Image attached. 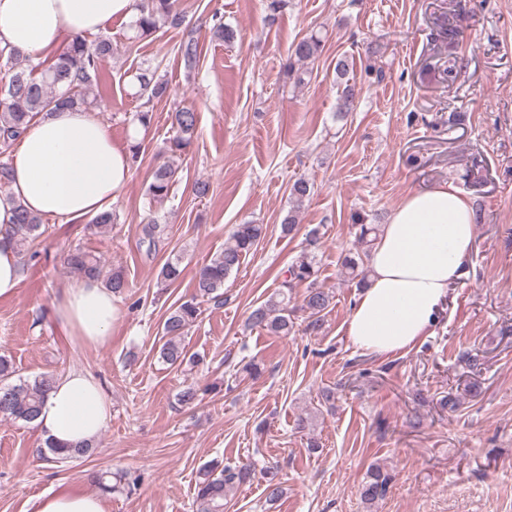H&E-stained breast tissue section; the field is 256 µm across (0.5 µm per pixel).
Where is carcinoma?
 <instances>
[{"label":"carcinoma","instance_id":"carcinoma-1","mask_svg":"<svg viewBox=\"0 0 512 512\" xmlns=\"http://www.w3.org/2000/svg\"><path fill=\"white\" fill-rule=\"evenodd\" d=\"M185 19L178 9L176 0H141L139 15L133 20L132 27L140 39L147 38L160 28L168 26L179 29ZM323 51L322 40L314 34L306 35L292 45L285 66L287 76L301 84L307 74L305 66L318 58ZM178 53L187 72H192L199 64V42L195 31L190 29L178 46ZM112 56V41L102 38L93 45L83 40L75 41L60 53L53 63L46 66L43 62H34L27 58V63L13 66L11 74L0 87V146L7 149L22 134L29 120L43 112H50L58 107L86 108L90 105L88 90L99 86L104 81L102 62ZM138 96L142 100L136 112L139 124L147 126L152 120L150 104L162 99L169 93L168 80L156 75L150 69H144L137 76ZM357 96L356 85L344 84L337 99L336 116L343 119L352 110ZM197 125V113L189 108L177 110L173 115L172 126L176 135L172 139L171 150L186 148L194 136ZM178 167L166 161L158 165L152 173L148 185L149 195L159 201L168 198L176 182ZM312 187L304 178L296 179L290 187V196L294 210L282 223V231L290 234L295 229L296 212L309 200ZM12 235L20 256L34 258L35 241L40 236L42 218L29 212L23 205L16 204L12 221ZM166 231V225L151 222L144 225L142 243L147 250L156 248ZM374 228L361 225L358 242L361 251L343 258L342 266L349 277L364 284L369 270L366 257L372 245L367 238ZM265 233L262 224H239L232 233L231 240L224 250L214 254L207 263L199 268L195 275L196 295L171 308L162 324L163 344L159 348V359L172 367L188 363L196 366L202 359L195 354L187 355L182 337L188 326L199 316L197 298L219 299L224 295V280L242 264L243 259L258 245ZM321 246L319 230L313 228L306 234L305 246L294 257L287 269L280 288L272 293L249 315V324L267 331L274 336L290 334L294 326V313L300 309L307 313V330L318 333L325 323L326 310L330 307L333 296L328 289L318 285L317 252ZM67 268L72 275H84L100 278L102 265L95 254L77 245L69 249L66 257ZM181 255L168 257L160 273V281L172 284L181 276ZM299 284L306 285L300 308L291 306V291ZM105 285L112 289V294L122 296L129 288L125 274L113 270L108 274ZM15 368L10 360L0 356V417L5 420L32 423L39 415L41 405L51 389L53 378L38 376L32 380L12 381ZM95 446L85 444L71 451H61V445L47 440L40 450L42 458L55 463H65L88 457L93 454ZM266 497L276 502L283 496L281 483L275 481L271 468H266ZM256 469L250 463L227 465L222 468L212 466L205 470L203 481L199 482L194 500L196 512H224V492L228 488L253 481ZM391 476L378 464L370 465L366 480L360 489V499L365 508H372L387 493Z\"/></svg>","mask_w":512,"mask_h":512}]
</instances>
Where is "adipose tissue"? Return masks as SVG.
<instances>
[{
    "label": "adipose tissue",
    "mask_w": 512,
    "mask_h": 512,
    "mask_svg": "<svg viewBox=\"0 0 512 512\" xmlns=\"http://www.w3.org/2000/svg\"><path fill=\"white\" fill-rule=\"evenodd\" d=\"M136 14L137 0H0V47L46 53ZM130 177L127 149L96 113L62 108L33 118L12 152V198H0V297L14 295L21 281L10 238L13 203L77 223L109 210ZM476 222L469 198L449 183L410 193L394 209L370 249L369 283L346 322L358 350L402 354L428 334L449 285L465 272ZM118 315L111 290L85 277H74L52 302L59 330L95 347L108 343ZM111 418L99 382L72 371L56 378L35 425L44 437L75 446L96 441ZM33 512H105V504L101 494L67 487L39 496Z\"/></svg>",
    "instance_id": "obj_1"
}]
</instances>
